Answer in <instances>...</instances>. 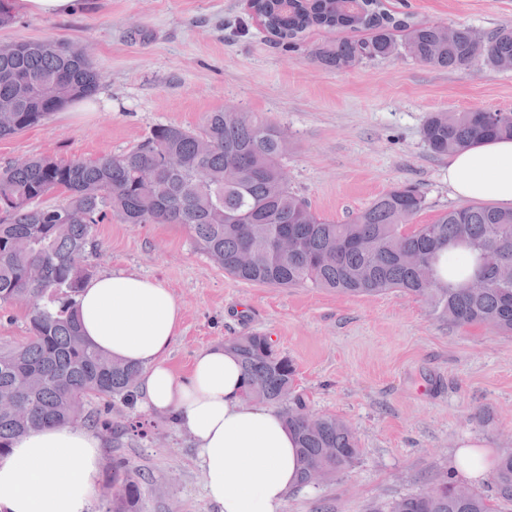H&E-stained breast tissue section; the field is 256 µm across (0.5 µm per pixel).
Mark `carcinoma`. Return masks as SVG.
<instances>
[{
  "label": "carcinoma",
  "mask_w": 512,
  "mask_h": 512,
  "mask_svg": "<svg viewBox=\"0 0 512 512\" xmlns=\"http://www.w3.org/2000/svg\"><path fill=\"white\" fill-rule=\"evenodd\" d=\"M272 36L295 44L312 27L364 32L338 37L312 52L328 68L348 70L365 61L406 52L415 61L465 70L476 61L512 69V27L490 37L393 12L385 0H259ZM101 75L86 49L54 39L0 48V138L15 136L68 103L93 97ZM512 136V112L475 109L432 112L421 136L428 150L446 155L480 141ZM288 136L248 112L219 110L200 130L157 125L135 148L97 160L62 162L37 157L0 166V306H28L31 336L0 345V393L23 391L16 413L0 412V456L17 437L38 428L81 421L112 429L108 412L74 405L137 396L141 368L114 360L81 333L78 296L93 278L89 247L98 225L180 224L224 272L249 284L322 288L360 296L396 289L424 302L434 318L457 326L483 325L512 335V210L483 203L460 205L430 224L411 220L426 204L415 185L397 186L346 224L314 213L289 186L283 159ZM56 192L63 202L44 205ZM282 232L294 241L275 250ZM237 355L246 395L276 409L297 437L299 486L313 476L329 481L349 471L360 454L353 429L333 414L319 422L297 389V366L270 337L251 332L224 339ZM334 448L329 454L326 449ZM492 484L512 498V449L502 452ZM119 486L110 512H141L140 482L122 458L112 460ZM448 489L396 500L390 512H494L475 490L465 498Z\"/></svg>",
  "instance_id": "1"
}]
</instances>
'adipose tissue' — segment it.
<instances>
[{"mask_svg": "<svg viewBox=\"0 0 512 512\" xmlns=\"http://www.w3.org/2000/svg\"><path fill=\"white\" fill-rule=\"evenodd\" d=\"M448 187L462 200L512 209V139L448 156ZM84 338L139 365V405L170 416L198 452L209 498L221 512H282L301 471L297 439L280 414L245 395L240 362L217 346L199 351L187 377L167 356L182 323L173 293L135 272L105 273L79 296ZM101 438L75 424L23 435L0 459V512H89L102 469Z\"/></svg>", "mask_w": 512, "mask_h": 512, "instance_id": "1", "label": "adipose tissue"}]
</instances>
